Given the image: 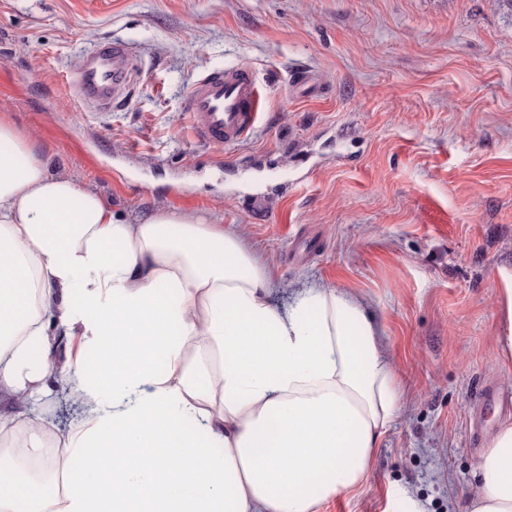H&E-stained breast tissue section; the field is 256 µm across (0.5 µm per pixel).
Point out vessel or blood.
I'll return each instance as SVG.
<instances>
[{
	"mask_svg": "<svg viewBox=\"0 0 512 512\" xmlns=\"http://www.w3.org/2000/svg\"><path fill=\"white\" fill-rule=\"evenodd\" d=\"M132 56L125 41L97 42L73 76L79 96L104 112L122 105L138 85ZM264 99L253 70L233 65L202 73L186 92L183 110L196 143L221 147L254 132Z\"/></svg>",
	"mask_w": 512,
	"mask_h": 512,
	"instance_id": "1",
	"label": "vessel or blood"
}]
</instances>
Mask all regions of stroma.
<instances>
[{"mask_svg":"<svg viewBox=\"0 0 512 512\" xmlns=\"http://www.w3.org/2000/svg\"><path fill=\"white\" fill-rule=\"evenodd\" d=\"M104 38L144 84L85 104L70 78ZM250 67L255 132L187 136L201 73ZM310 69L315 91L290 86ZM0 115L113 211L209 213L289 287L364 295L403 408L368 480L321 512H466L480 457L512 423L496 353L512 280V0H0ZM503 405L482 408L486 385Z\"/></svg>","mask_w":512,"mask_h":512,"instance_id":"obj_1","label":"stroma"}]
</instances>
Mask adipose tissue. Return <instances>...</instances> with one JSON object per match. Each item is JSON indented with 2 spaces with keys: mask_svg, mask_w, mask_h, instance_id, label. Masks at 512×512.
I'll list each match as a JSON object with an SVG mask.
<instances>
[{
  "mask_svg": "<svg viewBox=\"0 0 512 512\" xmlns=\"http://www.w3.org/2000/svg\"><path fill=\"white\" fill-rule=\"evenodd\" d=\"M206 214L113 212L0 117V512H319L401 406L385 329ZM79 403L61 430L30 404ZM470 512H512V424Z\"/></svg>",
  "mask_w": 512,
  "mask_h": 512,
  "instance_id": "obj_1",
  "label": "adipose tissue"
}]
</instances>
